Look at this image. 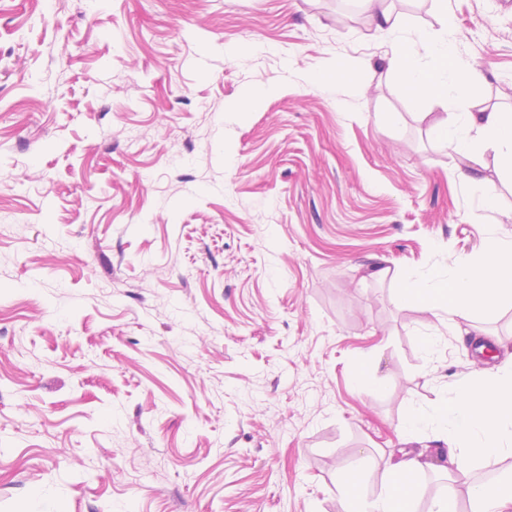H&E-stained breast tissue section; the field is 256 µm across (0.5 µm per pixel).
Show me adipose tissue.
<instances>
[{"instance_id": "obj_1", "label": "adipose tissue", "mask_w": 512, "mask_h": 512, "mask_svg": "<svg viewBox=\"0 0 512 512\" xmlns=\"http://www.w3.org/2000/svg\"><path fill=\"white\" fill-rule=\"evenodd\" d=\"M385 0H364L378 31L394 46L390 69L414 101L436 99L457 102L471 97L483 76L476 67H459L447 32L437 34L410 29L401 16L384 5ZM428 46L426 59L412 52L414 41ZM438 138L462 159L455 176L468 185L479 208L495 204L494 185L486 177V154H493L496 169L512 175V113L494 110L456 112L451 120L434 124ZM405 293L440 323L468 317L477 307L496 309L512 292V229L486 241L481 253L405 280ZM404 441L428 434L445 446L444 472H464L472 463L504 453L512 454V366L459 385L443 403L415 410L400 423ZM430 463L424 454L406 456L384 465L386 493L374 500L361 493L362 473L345 477L343 512H408L413 499L412 479ZM472 512H512V478L496 484L471 483L467 488Z\"/></svg>"}]
</instances>
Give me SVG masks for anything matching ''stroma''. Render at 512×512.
<instances>
[{"mask_svg": "<svg viewBox=\"0 0 512 512\" xmlns=\"http://www.w3.org/2000/svg\"><path fill=\"white\" fill-rule=\"evenodd\" d=\"M447 2L390 7L512 113V0ZM390 54L361 0H0V512H342L512 363V302L444 330L401 290L512 180L476 212Z\"/></svg>", "mask_w": 512, "mask_h": 512, "instance_id": "obj_1", "label": "stroma"}]
</instances>
